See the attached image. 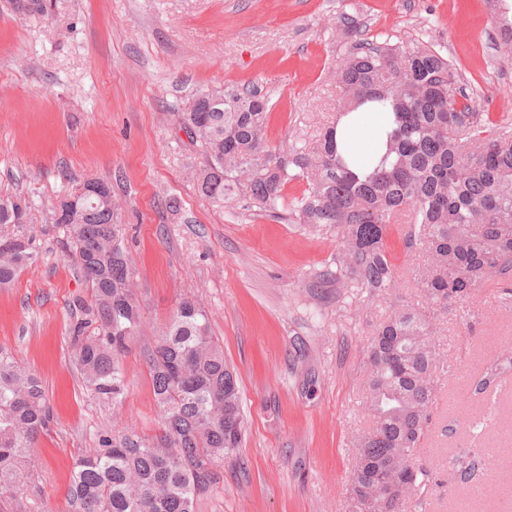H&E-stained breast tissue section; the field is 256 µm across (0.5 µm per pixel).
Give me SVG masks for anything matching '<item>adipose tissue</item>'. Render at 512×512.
Returning a JSON list of instances; mask_svg holds the SVG:
<instances>
[{"label":"adipose tissue","mask_w":512,"mask_h":512,"mask_svg":"<svg viewBox=\"0 0 512 512\" xmlns=\"http://www.w3.org/2000/svg\"><path fill=\"white\" fill-rule=\"evenodd\" d=\"M392 127L391 113L375 112L365 106L344 116L336 130V141L349 168L372 172L385 152Z\"/></svg>","instance_id":"ef3b65f1"}]
</instances>
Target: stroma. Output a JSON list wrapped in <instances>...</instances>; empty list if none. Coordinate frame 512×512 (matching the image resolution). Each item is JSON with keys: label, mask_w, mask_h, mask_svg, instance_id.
<instances>
[{"label": "stroma", "mask_w": 512, "mask_h": 512, "mask_svg": "<svg viewBox=\"0 0 512 512\" xmlns=\"http://www.w3.org/2000/svg\"><path fill=\"white\" fill-rule=\"evenodd\" d=\"M505 0H48L21 16L0 0V195L28 205L19 234L38 253L0 290V346L42 379L52 422L33 456L16 512H67L75 462L102 431L154 433L157 412L143 359L186 296L238 376L245 437L240 462L201 512H350L354 439L370 428L367 346L399 304H418L421 253L390 225L397 294L365 300L323 279L336 235L241 209L219 208L189 179L200 159L177 114L195 93L227 83L271 95L272 146L314 137L336 118V71L347 49L342 15L368 38L411 49L428 43L457 68L489 129L512 131V46ZM101 178L128 226L131 277L143 316L122 357L127 390L105 405L82 383L70 305L90 291L52 220L58 195ZM180 204L170 212L169 199ZM441 375L419 465L438 484L404 512H507L512 506V371L484 393L474 381L512 348V303L495 286L436 321ZM474 466L449 468L457 456Z\"/></svg>", "instance_id": "stroma-1"}]
</instances>
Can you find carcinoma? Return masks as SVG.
Returning <instances> with one entry per match:
<instances>
[{
  "instance_id": "1",
  "label": "carcinoma",
  "mask_w": 512,
  "mask_h": 512,
  "mask_svg": "<svg viewBox=\"0 0 512 512\" xmlns=\"http://www.w3.org/2000/svg\"><path fill=\"white\" fill-rule=\"evenodd\" d=\"M19 15L42 14L46 0H11ZM349 48L337 80L339 113L378 104L394 115L387 164L359 176L336 147V123L301 146L272 148L267 140L270 97L247 84L201 91L178 114L196 127L189 144L202 157L190 171L203 197L291 224L336 232L334 278L369 297L391 294L399 282L384 246L389 224L408 217L405 246L427 253L417 285L425 305L403 306L375 329L369 345L368 414L358 438L350 491L362 512H400L403 502L431 490L430 470L416 453L435 402L438 311L477 296L487 283L512 299V132L483 131L474 96L460 85L452 61L429 45L411 50L360 38L345 19ZM303 183L284 204V187ZM64 195L55 223L68 232L69 257L91 289L73 302L76 360L85 387L100 401L125 392L120 359L138 335L141 309L131 283L125 225L112 186ZM19 197H0V289L12 287L37 260L32 240L14 232L26 218ZM159 413L151 436L110 428L71 475L68 512H199L238 462L244 419L236 373L210 331L201 304L186 297L147 350ZM512 368V356L477 382L483 392ZM51 422L39 378L0 347V500L31 479V456Z\"/></svg>"
}]
</instances>
